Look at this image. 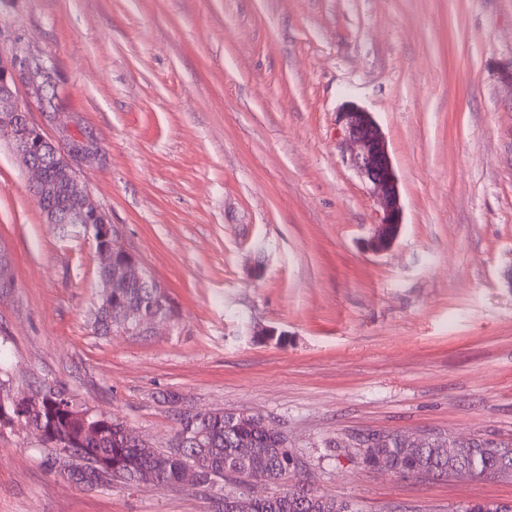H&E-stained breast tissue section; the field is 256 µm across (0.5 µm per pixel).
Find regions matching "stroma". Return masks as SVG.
Instances as JSON below:
<instances>
[{
	"mask_svg": "<svg viewBox=\"0 0 512 512\" xmlns=\"http://www.w3.org/2000/svg\"><path fill=\"white\" fill-rule=\"evenodd\" d=\"M54 77L100 154L83 186L165 287L174 321L101 336L94 245L48 223L0 135V366L171 447L185 410L261 415L290 482L361 512L512 504V480L364 466L370 433L512 442V0H0V53ZM371 112L404 225L343 160L336 114ZM270 326L276 340H255ZM175 402H165L167 394ZM0 429V512H214L208 489L92 493Z\"/></svg>",
	"mask_w": 512,
	"mask_h": 512,
	"instance_id": "35a3bbf8",
	"label": "stroma"
}]
</instances>
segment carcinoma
Wrapping results in <instances>:
<instances>
[{"instance_id":"carcinoma-1","label":"carcinoma","mask_w":512,"mask_h":512,"mask_svg":"<svg viewBox=\"0 0 512 512\" xmlns=\"http://www.w3.org/2000/svg\"><path fill=\"white\" fill-rule=\"evenodd\" d=\"M156 282L120 283L112 290L111 317L126 308L145 315L174 314L164 310L155 288ZM8 412L29 429L46 434L42 445L53 448L57 443L72 446L66 464L71 482L87 489L94 485L112 489L117 482L127 487L154 483L179 485L185 469L200 466L202 486L218 488L232 472L246 479L265 477L277 491L256 501L252 512H340L338 499L325 494L301 497L286 489L278 490V479L292 460L283 435H270L252 422L244 421L233 410L199 412L193 422L179 419L178 433L191 429L182 448L159 449L148 444L136 446L127 440L129 427L110 417L88 415L76 409L68 390L62 386L47 390L39 401V411ZM401 434H392L389 443L375 450L362 463L402 475L428 474L449 478L460 469L474 471L478 477H512V445L473 441L457 452L448 450V440L428 442L410 452L400 443Z\"/></svg>"}]
</instances>
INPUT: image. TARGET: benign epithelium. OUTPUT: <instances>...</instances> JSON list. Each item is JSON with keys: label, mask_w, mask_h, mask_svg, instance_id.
Masks as SVG:
<instances>
[{"label": "benign epithelium", "mask_w": 512, "mask_h": 512, "mask_svg": "<svg viewBox=\"0 0 512 512\" xmlns=\"http://www.w3.org/2000/svg\"><path fill=\"white\" fill-rule=\"evenodd\" d=\"M23 80L32 85L31 102L16 96L15 86ZM50 84L52 74L40 58L22 51L9 56L0 53V132L10 133L16 155L30 173L31 190L48 214V223H56L60 213L65 215L64 223L80 229L91 239L97 254L104 258L112 256V272L100 276L103 290L97 298V308L105 310L109 308L117 280L142 281L150 277L151 272L124 246L116 226L109 222L97 201L80 183L79 168L99 152L97 141L82 132L73 120L62 124L61 134L55 141L30 121L29 112L35 106L49 113V118L57 117V113L47 109L46 88ZM339 121L350 146L346 162L370 186L382 209L380 222L374 225L364 247L375 254L383 253L395 244L404 224L398 179L388 147L371 113L358 105L345 104L339 112ZM59 170L66 178L65 195L76 202L73 210L67 201L42 192ZM171 320L168 315L140 317L134 321L122 316L118 319V331L143 333Z\"/></svg>", "instance_id": "benign-epithelium-1"}]
</instances>
